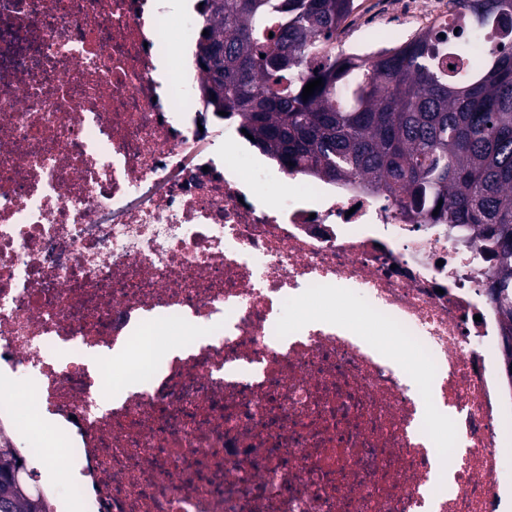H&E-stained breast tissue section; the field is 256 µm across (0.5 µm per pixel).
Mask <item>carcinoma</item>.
Segmentation results:
<instances>
[{
    "mask_svg": "<svg viewBox=\"0 0 512 512\" xmlns=\"http://www.w3.org/2000/svg\"><path fill=\"white\" fill-rule=\"evenodd\" d=\"M200 2L214 110L288 174L360 178L405 220L480 246L512 337V0H448V18L369 54L336 51L355 0ZM0 512H48L2 447Z\"/></svg>",
    "mask_w": 512,
    "mask_h": 512,
    "instance_id": "carcinoma-1",
    "label": "carcinoma"
}]
</instances>
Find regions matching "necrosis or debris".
Segmentation results:
<instances>
[{
  "mask_svg": "<svg viewBox=\"0 0 512 512\" xmlns=\"http://www.w3.org/2000/svg\"><path fill=\"white\" fill-rule=\"evenodd\" d=\"M177 33L195 44L197 19L164 0H0V445L52 512H426L417 435L441 414L436 512H502L490 260L359 180L241 170L200 68L154 77ZM145 340L182 354L156 373ZM434 435H436V438L440 440L443 446V448H430L431 452L438 460V466L434 473L433 486L434 492L439 494L441 492H445L452 481L451 477L448 475V470L442 462L443 454L445 453L444 448H448V443L451 441V434L448 425L446 427L443 420H439L437 424L434 423Z\"/></svg>",
  "mask_w": 512,
  "mask_h": 512,
  "instance_id": "1",
  "label": "necrosis or debris"
}]
</instances>
